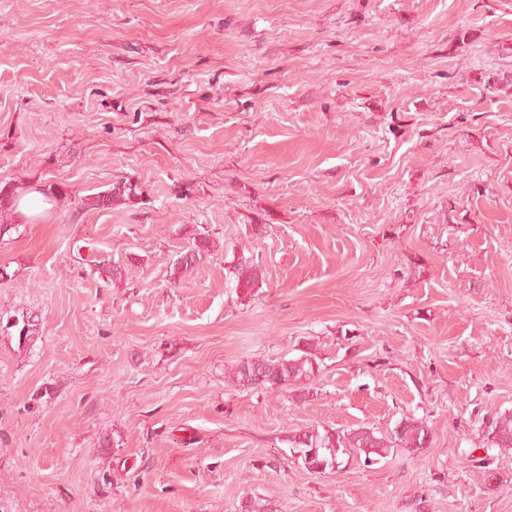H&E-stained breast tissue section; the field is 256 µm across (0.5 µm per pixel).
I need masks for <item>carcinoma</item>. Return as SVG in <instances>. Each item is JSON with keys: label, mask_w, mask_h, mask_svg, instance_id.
<instances>
[{"label": "carcinoma", "mask_w": 512, "mask_h": 512, "mask_svg": "<svg viewBox=\"0 0 512 512\" xmlns=\"http://www.w3.org/2000/svg\"><path fill=\"white\" fill-rule=\"evenodd\" d=\"M137 196L135 183L119 182L107 191L87 198L86 205L92 209H110L116 202L132 203ZM17 197V188L11 184L0 186V235L10 232L15 225L8 222L13 211L12 202ZM209 240L202 239L188 253L174 264L175 270L191 268L200 262L207 251ZM237 287L251 294L258 287L261 271L255 266L236 267ZM320 364L312 347L292 358L269 360L253 357L239 361L229 367L227 380L235 387L244 390L277 392L288 387L303 388L315 379ZM484 436L489 447L512 450V412L495 410L489 413ZM430 434L424 422L407 417L401 420L390 434L358 427L340 434L330 430L312 428L299 431L288 438L291 452L298 454L303 466L315 473L333 470L341 465V457L354 448L370 463L385 458L391 449L399 447L417 457L428 447Z\"/></svg>", "instance_id": "1"}]
</instances>
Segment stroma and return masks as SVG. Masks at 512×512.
Returning <instances> with one entry per match:
<instances>
[{
  "mask_svg": "<svg viewBox=\"0 0 512 512\" xmlns=\"http://www.w3.org/2000/svg\"><path fill=\"white\" fill-rule=\"evenodd\" d=\"M0 182L69 192L0 238V512H512V0H0ZM136 196L134 182H119L109 190L87 198L86 205L91 209H111L115 202L133 203ZM313 348H307L296 357L269 360L253 357L229 367L227 380L244 390L277 392L288 387L304 388L315 379L320 369ZM489 419L483 431L488 447L512 450V412L495 410L489 413ZM374 429L358 427L340 434L327 429H307L298 431L288 438L291 452L298 454V461L315 473L333 470L343 463L342 455L348 454V448H355L364 461L371 463L385 458L392 448H403L413 457H418L424 448H428L430 434L424 422L405 417L389 435L377 434Z\"/></svg>",
  "mask_w": 512,
  "mask_h": 512,
  "instance_id": "obj_1",
  "label": "stroma"
}]
</instances>
